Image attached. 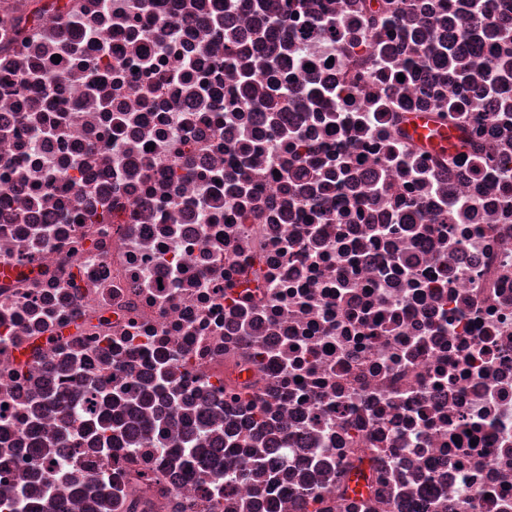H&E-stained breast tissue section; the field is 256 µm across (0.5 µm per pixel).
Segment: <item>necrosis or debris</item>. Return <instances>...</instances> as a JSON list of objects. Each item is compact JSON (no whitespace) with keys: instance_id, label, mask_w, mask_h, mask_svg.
Instances as JSON below:
<instances>
[{"instance_id":"4bbe7bcc","label":"necrosis or debris","mask_w":512,"mask_h":512,"mask_svg":"<svg viewBox=\"0 0 512 512\" xmlns=\"http://www.w3.org/2000/svg\"><path fill=\"white\" fill-rule=\"evenodd\" d=\"M284 4L74 0L20 43L32 0H0L1 502L44 495L42 454L63 512H102V477L119 512H315L369 448L346 512H512V101L420 95L394 0ZM412 112L466 152H422ZM163 367L183 395L155 406L163 434L105 456L78 421L55 445L85 383L135 399ZM198 425L199 462L172 465ZM263 433V470L214 495Z\"/></svg>"}]
</instances>
